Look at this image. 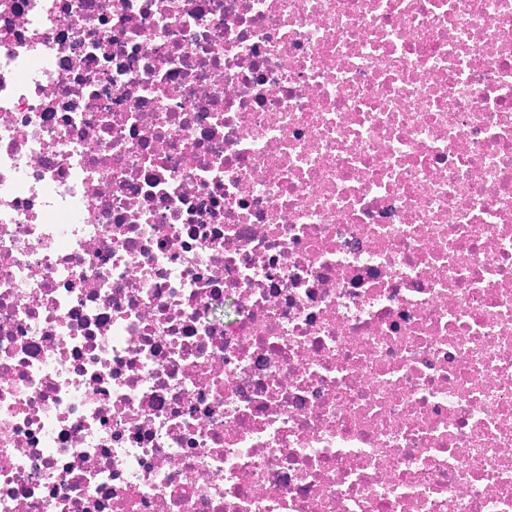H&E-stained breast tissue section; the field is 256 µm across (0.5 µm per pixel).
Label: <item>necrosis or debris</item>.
<instances>
[{
  "label": "necrosis or debris",
  "mask_w": 512,
  "mask_h": 512,
  "mask_svg": "<svg viewBox=\"0 0 512 512\" xmlns=\"http://www.w3.org/2000/svg\"><path fill=\"white\" fill-rule=\"evenodd\" d=\"M0 512H512V0H0Z\"/></svg>",
  "instance_id": "necrosis-or-debris-1"
}]
</instances>
